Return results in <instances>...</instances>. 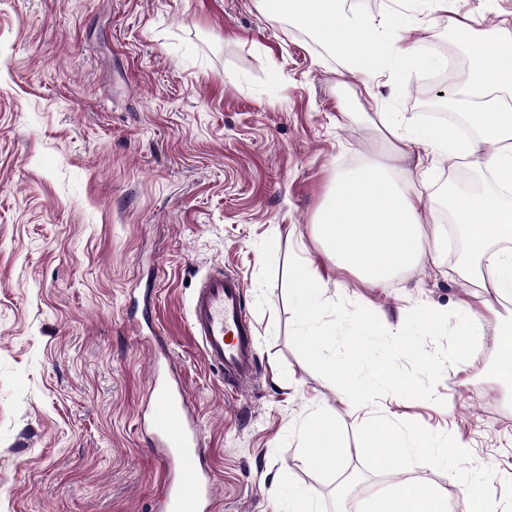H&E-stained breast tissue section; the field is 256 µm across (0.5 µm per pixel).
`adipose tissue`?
<instances>
[{
  "label": "adipose tissue",
  "mask_w": 512,
  "mask_h": 512,
  "mask_svg": "<svg viewBox=\"0 0 512 512\" xmlns=\"http://www.w3.org/2000/svg\"><path fill=\"white\" fill-rule=\"evenodd\" d=\"M270 19L289 24L326 41L342 58L348 72L377 77L386 62L413 58L416 49L393 38L412 19L401 13L381 25L371 18L344 10L342 0H260ZM474 66L468 83L452 94V108L465 112L477 137L464 142L440 130L402 129L396 122L386 127L397 153L416 167L429 163L431 153L448 154L467 161L473 169L490 174L494 189L475 196H460L449 210L461 225L469 244L462 280L482 293L512 296V40L475 33ZM486 151H479V144ZM426 203L421 193L398 188L393 171L361 166L337 179L332 199L320 210L316 237L339 266L362 281L380 285L393 273L418 264L429 244H440L443 229L434 225L431 240L420 227ZM362 431L371 439L376 462L390 466L394 455H416L427 467L451 473L473 465L470 445L460 436L433 435L416 428H401L385 416L363 420ZM309 459L321 467L336 468L344 455L340 434L329 419L314 414L304 428ZM485 480L440 486L399 482L375 499L364 512H453L457 497H465L469 512H499L494 462L482 465Z\"/></svg>",
  "instance_id": "ef3b65f1"
}]
</instances>
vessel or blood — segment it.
<instances>
[{
  "label": "vessel or blood",
  "instance_id": "vessel-or-blood-1",
  "mask_svg": "<svg viewBox=\"0 0 512 512\" xmlns=\"http://www.w3.org/2000/svg\"><path fill=\"white\" fill-rule=\"evenodd\" d=\"M244 284L233 272H207L193 294L190 328L206 360L235 383L256 375L252 327L243 303ZM147 424L165 472L160 512H214L216 484L199 439L198 418L173 377L153 379Z\"/></svg>",
  "mask_w": 512,
  "mask_h": 512
}]
</instances>
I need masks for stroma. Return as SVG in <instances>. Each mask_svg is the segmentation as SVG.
Returning a JSON list of instances; mask_svg holds the SVG:
<instances>
[{"label": "stroma", "instance_id": "35a3bbf8", "mask_svg": "<svg viewBox=\"0 0 512 512\" xmlns=\"http://www.w3.org/2000/svg\"><path fill=\"white\" fill-rule=\"evenodd\" d=\"M374 18L413 14L419 56L368 82L257 0H0V512H157L164 473L143 421L156 348L173 357L200 421L216 512H275L304 487L322 512H356L399 481L447 484L421 458L378 467L339 388L291 342L290 256L339 297L403 325L417 304L453 309L465 288L447 245L372 287L337 267L313 223L337 177L375 159L395 172L382 113L426 126L431 50L470 65L456 20L512 31V0H346ZM456 161L437 157L425 221L448 204ZM215 265L245 285L258 373L225 381L190 331ZM491 338L447 368L437 402L394 394L362 407L453 432L512 472V385ZM326 411L342 463L310 465L300 431Z\"/></svg>", "mask_w": 512, "mask_h": 512}]
</instances>
